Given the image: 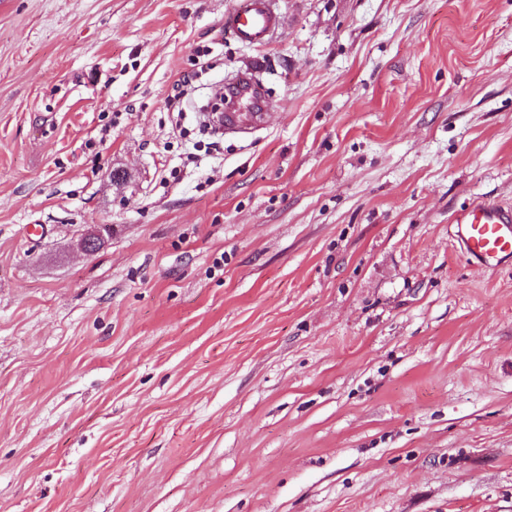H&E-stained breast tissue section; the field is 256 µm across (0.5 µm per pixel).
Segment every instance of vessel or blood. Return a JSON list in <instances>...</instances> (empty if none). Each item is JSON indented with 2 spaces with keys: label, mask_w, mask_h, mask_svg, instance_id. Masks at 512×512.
Wrapping results in <instances>:
<instances>
[{
  "label": "vessel or blood",
  "mask_w": 512,
  "mask_h": 512,
  "mask_svg": "<svg viewBox=\"0 0 512 512\" xmlns=\"http://www.w3.org/2000/svg\"><path fill=\"white\" fill-rule=\"evenodd\" d=\"M280 25L275 0H239L238 7L224 17L225 29L245 45L265 42ZM233 90L250 102L251 109L225 113V128L260 124L262 100L252 76L239 77ZM452 233L474 262L497 266L512 261V212L489 203L475 204L456 214Z\"/></svg>",
  "instance_id": "obj_1"
}]
</instances>
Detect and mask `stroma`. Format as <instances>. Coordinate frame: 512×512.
I'll return each instance as SVG.
<instances>
[{
	"label": "stroma",
	"instance_id": "1",
	"mask_svg": "<svg viewBox=\"0 0 512 512\" xmlns=\"http://www.w3.org/2000/svg\"><path fill=\"white\" fill-rule=\"evenodd\" d=\"M237 4L0 0V512H512V0ZM275 4L274 0H240L239 6L224 16V28L242 44L265 42L281 25ZM230 85H233L234 92L241 94L244 99L251 103L253 112H224V126L221 125V129L251 127L260 124L265 112H259L262 109V100L253 77L242 75ZM453 224V236L474 262L498 266L512 261V212L478 203L457 213Z\"/></svg>",
	"mask_w": 512,
	"mask_h": 512
}]
</instances>
